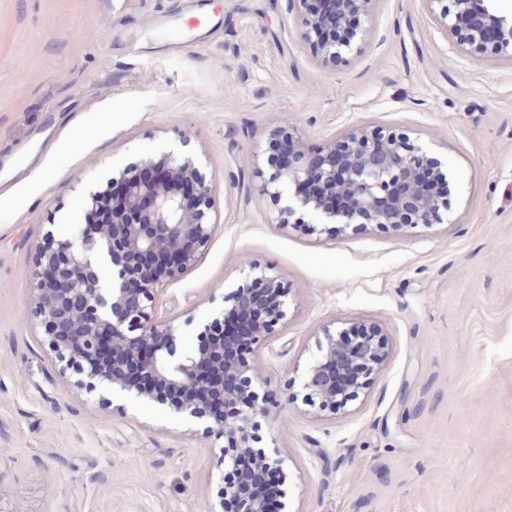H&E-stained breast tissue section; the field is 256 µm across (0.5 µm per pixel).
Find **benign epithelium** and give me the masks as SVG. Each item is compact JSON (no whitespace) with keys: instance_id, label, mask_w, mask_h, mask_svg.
<instances>
[{"instance_id":"benign-epithelium-1","label":"benign epithelium","mask_w":512,"mask_h":512,"mask_svg":"<svg viewBox=\"0 0 512 512\" xmlns=\"http://www.w3.org/2000/svg\"><path fill=\"white\" fill-rule=\"evenodd\" d=\"M377 0H288L296 13L298 39L323 62L358 51V31L338 35L353 18H367ZM444 33L466 53L512 65V8L502 0H423ZM271 141L285 162L263 181L260 192L288 196L285 212H300L309 232L336 235L352 224L380 226L404 238L419 225L448 219V185L442 162L418 137L382 126L358 125L339 140L309 148L297 131L274 128ZM112 197L87 192L83 223L100 210L98 231L47 238L38 249L32 304L43 336L65 366L81 360L80 373L99 387L207 424L222 442L217 467L242 472L238 484L224 482L211 512H290L285 461L252 447L254 418L270 413L258 387L238 386L259 363L229 355L240 337L260 348L287 316L288 285L250 262L245 281L224 296V305L200 325L211 337L177 352L175 320L154 315L157 285L174 281L197 263L220 222L214 182L197 161L168 151L146 155L112 176ZM355 324L321 327L319 355L304 370V401L332 412L345 408L368 385L387 351L369 327L348 338ZM274 474L280 494L270 502L252 486Z\"/></svg>"}]
</instances>
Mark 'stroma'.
Here are the masks:
<instances>
[{
	"mask_svg": "<svg viewBox=\"0 0 512 512\" xmlns=\"http://www.w3.org/2000/svg\"><path fill=\"white\" fill-rule=\"evenodd\" d=\"M359 51L324 66L287 0H0V512H210L203 424L78 386L36 326L47 236L75 237L86 186L174 149L215 180L221 225L158 287L181 349L244 278L288 284L257 352V447L284 459L291 512H512V65L461 54L424 0H377ZM380 123L435 144L448 221L398 238L281 223L258 195L268 132L307 144ZM388 352L344 410L303 400L297 365L332 320Z\"/></svg>",
	"mask_w": 512,
	"mask_h": 512,
	"instance_id": "obj_1",
	"label": "stroma"
}]
</instances>
